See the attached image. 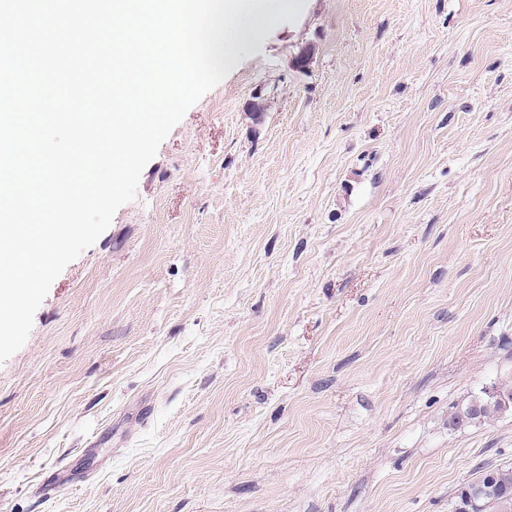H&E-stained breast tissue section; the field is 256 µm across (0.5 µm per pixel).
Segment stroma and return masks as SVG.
I'll list each match as a JSON object with an SVG mask.
<instances>
[{
	"mask_svg": "<svg viewBox=\"0 0 512 512\" xmlns=\"http://www.w3.org/2000/svg\"><path fill=\"white\" fill-rule=\"evenodd\" d=\"M266 5L0 363V512H451L512 466V410L449 424L512 384V0Z\"/></svg>",
	"mask_w": 512,
	"mask_h": 512,
	"instance_id": "35a3bbf8",
	"label": "stroma"
}]
</instances>
